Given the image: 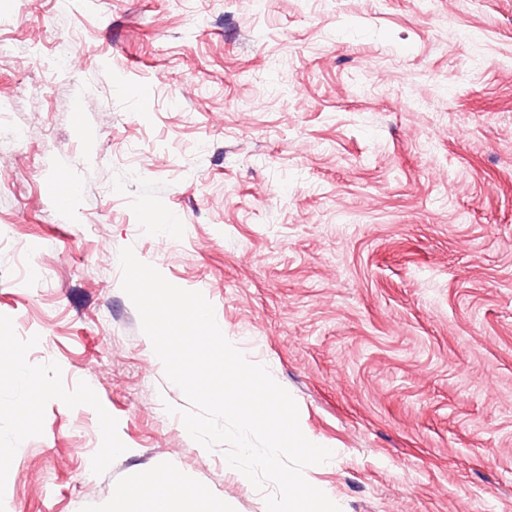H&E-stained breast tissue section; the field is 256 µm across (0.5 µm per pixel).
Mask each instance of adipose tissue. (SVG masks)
Returning <instances> with one entry per match:
<instances>
[{
	"instance_id": "ef3b65f1",
	"label": "adipose tissue",
	"mask_w": 512,
	"mask_h": 512,
	"mask_svg": "<svg viewBox=\"0 0 512 512\" xmlns=\"http://www.w3.org/2000/svg\"><path fill=\"white\" fill-rule=\"evenodd\" d=\"M140 502L147 512H218L209 494L199 493L195 485L173 472L152 483L146 493L136 483L117 488L107 512H132Z\"/></svg>"
}]
</instances>
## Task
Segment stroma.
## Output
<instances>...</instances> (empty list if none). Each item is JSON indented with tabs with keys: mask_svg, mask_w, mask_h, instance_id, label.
Instances as JSON below:
<instances>
[{
	"mask_svg": "<svg viewBox=\"0 0 512 512\" xmlns=\"http://www.w3.org/2000/svg\"><path fill=\"white\" fill-rule=\"evenodd\" d=\"M16 126L0 333L54 392L24 431L0 389V512H104L165 470L231 512L277 491L166 412L126 246L292 395L342 512H512V0H0Z\"/></svg>",
	"mask_w": 512,
	"mask_h": 512,
	"instance_id": "35a3bbf8",
	"label": "stroma"
}]
</instances>
